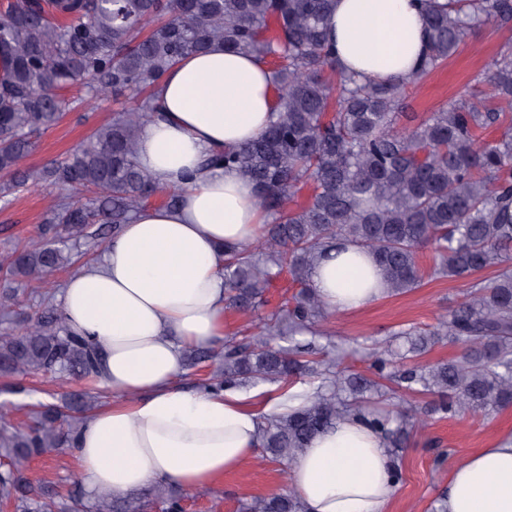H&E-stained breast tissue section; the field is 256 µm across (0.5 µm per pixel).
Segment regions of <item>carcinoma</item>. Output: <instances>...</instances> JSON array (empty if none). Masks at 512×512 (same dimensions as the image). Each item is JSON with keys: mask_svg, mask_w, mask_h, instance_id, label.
Here are the masks:
<instances>
[{"mask_svg": "<svg viewBox=\"0 0 512 512\" xmlns=\"http://www.w3.org/2000/svg\"><path fill=\"white\" fill-rule=\"evenodd\" d=\"M334 0H10L0 16V198L30 186L95 190L85 200L57 199L47 210L39 239L0 256V310L18 303V287L75 262V249L98 239L97 225L130 223L148 199L178 194L156 186L140 167L141 125L158 111L156 89L183 56L215 42L268 62L280 109L255 140L207 155L206 166L235 168L252 182L268 215L261 250L224 248L227 308L256 312L267 305L266 288L283 273L296 286L257 331L224 338L215 354L186 350L187 368L210 363L198 386L208 390L281 383L280 390L314 374L319 385L291 395L289 412L265 414L260 447L289 466L319 433L354 414L380 430L389 446H401L411 417L394 422L372 408L385 381L434 395L431 411L450 417L494 412L512 404V46L484 73V102L452 103L423 117L408 134L394 131L403 97L440 68L465 38L487 24L512 26V0H448L429 6L428 52L417 74L388 83H360L340 71L325 42ZM80 87L83 102L112 95L134 100L62 162L24 167L42 131L56 125L73 103L59 94ZM503 129L480 143L477 133ZM308 187L300 204L296 195ZM344 241L368 249L389 294L421 285L418 249L434 247L432 277L471 281L472 291L428 329L397 334L383 347L375 376L344 373L315 359V329L327 311L311 287L312 271L327 249ZM495 267L488 280L476 274ZM310 333L284 347L275 337ZM448 342L463 348L456 360L417 365L413 360ZM99 354L68 334L54 305L35 321L0 331V376L73 374L91 380ZM95 397L69 398L62 420L54 404L40 406L32 426L21 429L0 416V503L12 512H181L180 497L164 486L115 496L74 485L62 497L52 484L33 485L26 462L63 453L93 409ZM240 512H304L294 491L254 496Z\"/></svg>", "mask_w": 512, "mask_h": 512, "instance_id": "obj_1", "label": "carcinoma"}]
</instances>
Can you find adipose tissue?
<instances>
[{"label":"adipose tissue","instance_id":"obj_1","mask_svg":"<svg viewBox=\"0 0 512 512\" xmlns=\"http://www.w3.org/2000/svg\"><path fill=\"white\" fill-rule=\"evenodd\" d=\"M327 38L337 66L360 80L411 77L427 42L422 4L336 0ZM157 96L137 161L179 201L141 209L57 296L69 334L102 353L93 387L112 394L84 418L72 458L88 490L119 496L157 482L186 490L219 484L256 457L261 415L292 406L274 388L189 393L177 385L187 347L224 337L225 246L255 242L264 222L250 182L201 160L265 130L279 105L268 67L217 42L169 68ZM311 284L335 314L385 294L371 253L353 245L323 257ZM394 469L383 435L345 418L312 439L287 479L305 512H389ZM442 504L445 512H512V439L457 462Z\"/></svg>","mask_w":512,"mask_h":512}]
</instances>
